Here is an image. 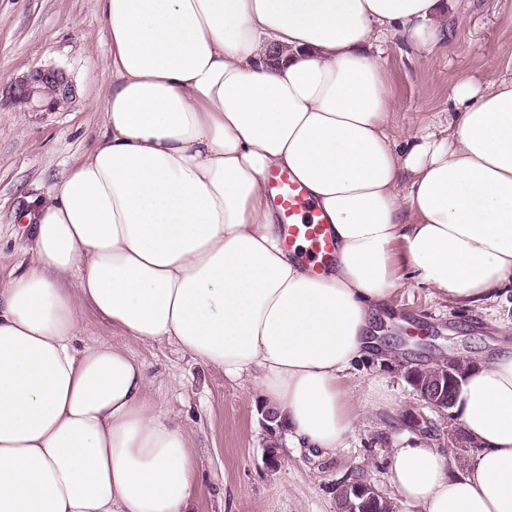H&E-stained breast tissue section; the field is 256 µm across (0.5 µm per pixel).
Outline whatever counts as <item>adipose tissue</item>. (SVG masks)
I'll return each instance as SVG.
<instances>
[{"instance_id":"1","label":"adipose tissue","mask_w":512,"mask_h":512,"mask_svg":"<svg viewBox=\"0 0 512 512\" xmlns=\"http://www.w3.org/2000/svg\"><path fill=\"white\" fill-rule=\"evenodd\" d=\"M112 61L96 146L24 210L27 267L0 286V512H190L183 425L142 363L85 349L81 314L255 375L291 447H343L344 372L399 286L393 246L448 302L512 287V78L459 82L447 136L397 142L380 36L444 40L440 0H98ZM285 170L336 237L321 276L286 251L265 178ZM477 447L394 448L417 512H512V343L453 408Z\"/></svg>"}]
</instances>
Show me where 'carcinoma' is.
<instances>
[{
    "instance_id": "cac0c4a2",
    "label": "carcinoma",
    "mask_w": 512,
    "mask_h": 512,
    "mask_svg": "<svg viewBox=\"0 0 512 512\" xmlns=\"http://www.w3.org/2000/svg\"><path fill=\"white\" fill-rule=\"evenodd\" d=\"M469 361L450 358L429 368H410L406 381L428 407L440 413L454 406L459 377ZM338 512H398V506L374 485L358 474L351 475L336 485Z\"/></svg>"
}]
</instances>
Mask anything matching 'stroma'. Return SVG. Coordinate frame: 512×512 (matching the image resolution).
<instances>
[{"label": "stroma", "mask_w": 512, "mask_h": 512, "mask_svg": "<svg viewBox=\"0 0 512 512\" xmlns=\"http://www.w3.org/2000/svg\"><path fill=\"white\" fill-rule=\"evenodd\" d=\"M448 37L430 55L390 37L378 63L396 103L395 134L446 129L455 85L489 74L512 75V0H442ZM110 46L97 0H0V283L29 260L27 232L17 213L45 197L102 131ZM58 79L42 94L34 80ZM385 310L397 344L358 361L343 380L354 425L333 452L292 448L279 439V467L263 460L253 380H230L178 346L146 345L113 335L91 311L82 315L79 347L113 342L143 363L158 410L186 429L200 471L192 512H337L335 488L357 473L387 497L388 461L402 437H429L447 447L456 422L426 407L405 374L454 354L491 355L512 338V294L506 302L460 308L437 297L406 265Z\"/></svg>", "instance_id": "stroma-1"}]
</instances>
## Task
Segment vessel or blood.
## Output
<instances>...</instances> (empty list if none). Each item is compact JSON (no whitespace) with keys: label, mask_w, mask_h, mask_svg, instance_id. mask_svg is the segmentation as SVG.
Here are the masks:
<instances>
[{"label":"vessel or blood","mask_w":512,"mask_h":512,"mask_svg":"<svg viewBox=\"0 0 512 512\" xmlns=\"http://www.w3.org/2000/svg\"><path fill=\"white\" fill-rule=\"evenodd\" d=\"M268 190L280 214V233L284 248L302 245L303 255L314 272L323 273L335 260L336 241L331 227L308 202L302 184L286 171L268 177Z\"/></svg>","instance_id":"vessel-or-blood-1"}]
</instances>
